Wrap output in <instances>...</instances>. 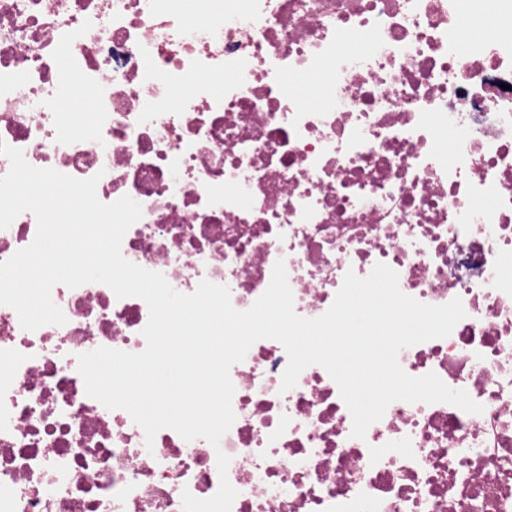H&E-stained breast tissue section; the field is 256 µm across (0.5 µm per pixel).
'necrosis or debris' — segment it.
<instances>
[{"mask_svg":"<svg viewBox=\"0 0 512 512\" xmlns=\"http://www.w3.org/2000/svg\"><path fill=\"white\" fill-rule=\"evenodd\" d=\"M188 3L201 22L168 0H0V141L139 202L121 252L179 292L206 279L246 310L281 260L315 318L381 262L421 302L461 299L399 362L484 410L396 401L355 439L328 372L281 391L287 353L263 339L230 370L219 446L163 429L149 449L77 370L143 351L146 303L59 284L65 325L0 305V512H182L217 492L221 452L231 512H512V33L460 40L458 0ZM68 69L90 129L62 110Z\"/></svg>","mask_w":512,"mask_h":512,"instance_id":"obj_1","label":"necrosis or debris"}]
</instances>
